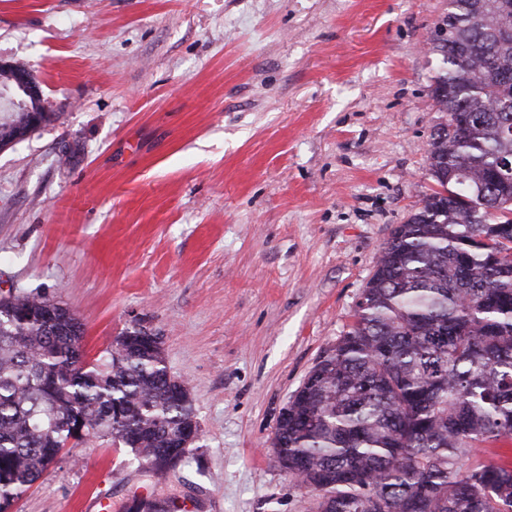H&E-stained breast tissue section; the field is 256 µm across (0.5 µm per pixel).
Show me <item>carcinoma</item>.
Listing matches in <instances>:
<instances>
[{"mask_svg":"<svg viewBox=\"0 0 512 512\" xmlns=\"http://www.w3.org/2000/svg\"><path fill=\"white\" fill-rule=\"evenodd\" d=\"M512 0H449L431 50L448 114L432 135L440 190L379 252L349 331L310 370L272 448L316 512H512ZM17 105L0 136L28 126ZM86 360L84 328L41 295L0 300V512L60 454L93 438L127 448L156 477L195 418L163 348L127 330Z\"/></svg>","mask_w":512,"mask_h":512,"instance_id":"carcinoma-1","label":"carcinoma"}]
</instances>
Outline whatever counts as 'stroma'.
Masks as SVG:
<instances>
[{"instance_id":"35a3bbf8","label":"stroma","mask_w":512,"mask_h":512,"mask_svg":"<svg viewBox=\"0 0 512 512\" xmlns=\"http://www.w3.org/2000/svg\"><path fill=\"white\" fill-rule=\"evenodd\" d=\"M448 0H0V60L53 116L0 151V297L42 293L95 355L160 336L201 428L139 472L97 439L14 512H313L277 420L349 329L376 258L437 190L428 47Z\"/></svg>"}]
</instances>
